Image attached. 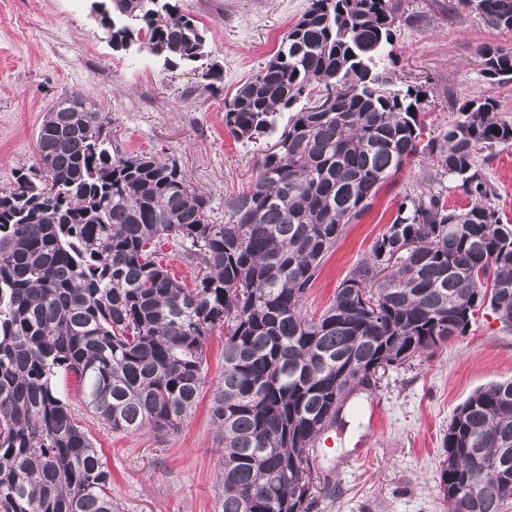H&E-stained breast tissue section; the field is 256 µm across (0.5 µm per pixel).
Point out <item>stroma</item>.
<instances>
[{"label":"stroma","mask_w":512,"mask_h":512,"mask_svg":"<svg viewBox=\"0 0 512 512\" xmlns=\"http://www.w3.org/2000/svg\"><path fill=\"white\" fill-rule=\"evenodd\" d=\"M205 32L206 54L192 66L170 67L146 51L114 50L91 0H0V188L37 164L42 118L63 94L79 91L111 118L112 143L129 154L178 161L224 221V200L248 188L258 161L277 140L238 141L224 126V104L269 61L281 36L309 0H172ZM414 24L398 28L390 64L396 90L419 88L427 130L439 133L456 108L483 95L512 119V83L488 84L479 50L512 48V32L477 13L452 10L448 0H404ZM217 68L221 78L202 74ZM479 171L496 188V204L512 220V148L497 150ZM431 170L418 157L381 187L371 207L347 225L324 258L304 308L319 314L339 284L392 224L406 192L429 186ZM207 379L199 401L177 432L112 431L86 411L75 376L57 386L100 450L110 472L117 512H215L218 441L210 417V384L224 371V331L206 348ZM512 377V329L488 309L465 335L388 369L378 386L357 389L360 404L341 443L316 456L328 477L313 512H447L439 488L442 440L457 407L478 387Z\"/></svg>","instance_id":"stroma-1"}]
</instances>
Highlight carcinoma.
<instances>
[{"label": "carcinoma", "mask_w": 512, "mask_h": 512, "mask_svg": "<svg viewBox=\"0 0 512 512\" xmlns=\"http://www.w3.org/2000/svg\"><path fill=\"white\" fill-rule=\"evenodd\" d=\"M112 46L168 66L204 54V31L170 0H96ZM512 31V0H458ZM402 0H310L274 56L224 104V126L255 142L317 86L263 155L249 189L211 219L208 196L176 160L112 146L109 117L66 94L41 122L38 166L0 190V512H114L98 449L53 378L115 432L175 430L206 385V345L224 328L211 419L224 445L217 512H311L316 441L348 395L377 374L467 332L489 307L512 328V224L478 161L512 147V121L486 95L424 138L426 92L391 89ZM490 84L512 82V49L480 48ZM423 156L443 190L403 198L386 233L320 316L306 290L344 228L380 187ZM411 236L430 246L398 252ZM167 239L199 261L193 288L157 262ZM448 512L512 504V379L479 387L443 438Z\"/></svg>", "instance_id": "carcinoma-1"}]
</instances>
